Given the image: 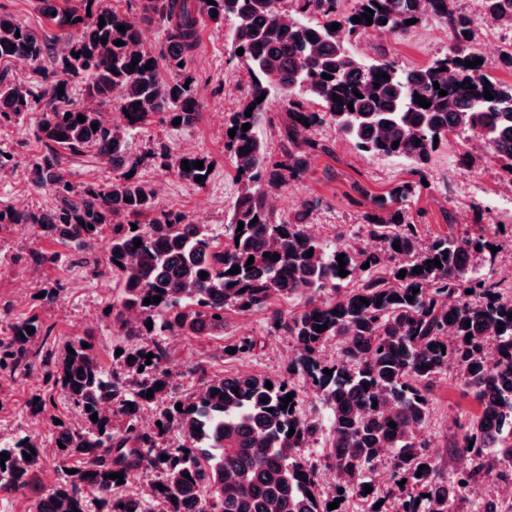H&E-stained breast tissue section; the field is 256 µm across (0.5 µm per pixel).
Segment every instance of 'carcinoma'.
Listing matches in <instances>:
<instances>
[{"mask_svg":"<svg viewBox=\"0 0 512 512\" xmlns=\"http://www.w3.org/2000/svg\"><path fill=\"white\" fill-rule=\"evenodd\" d=\"M69 2L39 0L58 31L61 48L54 54L40 33L0 14V60L40 67L53 56L45 101L31 89L0 79V122L30 120L46 146L34 164L33 182L56 199L55 207L40 212L1 202L0 229L27 227L61 246L53 252L30 251L28 260L35 266H79L92 277L118 275L112 322L124 343L113 347L122 354L112 358L123 372L106 371L80 339L56 350L52 327L36 316L8 323L7 336L0 339V372L13 377L43 370L46 387L67 395L78 421L59 426L55 434L58 478L49 488L38 479L42 447L27 435L0 439V454L8 455L0 466V492L32 494L35 512H87L89 493L95 495L97 512H343L328 504L351 495L365 500L368 512H512V502L503 504L497 494L466 507L473 485L494 477L512 483V297L500 283L474 275L476 268L494 262L492 228L463 237L450 231L423 242L420 225L408 214L418 184L402 182L388 197L376 199L375 212L366 215L364 228L376 248L341 245L331 250L307 230L309 204H300L282 221L267 200L269 190L301 179L307 158L324 151L307 134L327 122L362 152L423 165L435 152L436 140L450 135L478 139L499 165L502 179L512 183V85L487 75L475 20L457 9L456 0H356L348 14L341 13L340 0H291L288 16L284 0H140L137 17L105 0ZM368 8L374 11L370 25L362 18ZM483 10L485 18L512 31V0H483ZM428 12L448 25L451 46L424 68H401L384 53L366 63L350 49L352 41L370 31L396 34L408 29L405 21H419ZM355 16L361 22H352ZM200 18L218 27L234 20L233 50L244 49L240 60L249 77L248 100L226 126L236 130L227 147L241 187L224 232L218 234L157 209L153 191L138 176H129L150 160L190 183L202 177L201 187L210 177L212 161L204 155L162 146L141 156L131 152L127 137V131L153 118L169 124L179 118L182 127L200 119L196 78L187 69L199 41ZM334 23L339 24L336 31L330 30ZM150 24L161 25L166 34L167 48L159 55L144 45V27ZM119 25L125 31L117 30ZM117 40L124 45H115ZM476 58L482 64L465 66ZM163 69L171 74L167 80L160 78ZM76 77L86 79L85 96L99 105L121 92L120 108L128 111L123 125H111L98 109L72 101L70 84ZM486 89L494 99L484 98ZM275 90L288 97L279 160L256 135V127L268 119ZM441 90L447 95H439ZM262 94L263 101L256 102ZM419 95L431 106L417 104ZM308 97L321 110H306ZM246 123L250 128L244 132ZM94 124L98 129H92ZM89 149L110 160L120 174L106 186L77 190L62 168L61 153L80 156ZM185 160L201 161L203 168L187 171ZM136 239L141 240L138 248ZM395 243L400 249L393 248ZM276 254L280 258L272 259ZM340 254L346 262L342 267ZM435 259L442 267L426 265ZM234 265L240 272L231 275ZM416 266L422 271L413 272ZM341 268L348 275L340 276ZM402 270L405 277L400 278ZM203 272L208 273L204 279ZM356 278L357 286L340 289ZM154 296L161 301L144 304ZM287 301L293 307L285 312L279 305ZM229 307L265 308L271 322L292 338L295 354L288 373L314 383L329 408L324 466L336 472V488L342 492L324 495L318 465L295 455L321 427L298 414L295 397L280 409L281 399L293 393L285 377L210 376L199 367L201 389L181 401L182 410L172 403L151 424L142 422L141 410L170 390V355L161 337L222 336ZM324 324L327 328L316 331ZM29 327L34 333H28ZM330 341L339 349L334 362L322 358ZM490 345L496 351L492 360L486 355ZM450 370L479 411L456 422L455 447L470 465L448 476L427 454L418 432L429 417L437 380ZM106 402L112 404L110 415L101 410ZM174 431L189 444H166L165 437ZM32 449L28 461L23 452ZM387 453L395 489L383 496L367 472ZM163 454L167 459H161ZM422 465L426 469L421 471ZM142 470L160 476L149 499L117 493L120 481L108 478L121 473L126 481Z\"/></svg>","mask_w":512,"mask_h":512,"instance_id":"cac0c4a2","label":"carcinoma"}]
</instances>
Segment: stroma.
I'll return each mask as SVG.
<instances>
[{"mask_svg":"<svg viewBox=\"0 0 512 512\" xmlns=\"http://www.w3.org/2000/svg\"><path fill=\"white\" fill-rule=\"evenodd\" d=\"M458 6L477 23L479 46L489 63L488 75L512 84V68L498 62L503 35L485 19L481 0H458ZM229 31V26L210 24L201 32L190 64L202 105L197 124L186 129L154 121L132 131L129 137L132 152L139 155L165 145L176 152L204 153L213 158L209 180L202 187L148 163L140 166L138 176L154 191L159 209L182 213L189 222L218 232L230 217L240 188L235 160L226 146L224 123L245 103L248 92L247 74L232 53ZM449 43L447 25L428 15L399 34H367L354 41L352 48L369 59L387 54L398 66L411 68L431 64L447 53ZM311 136L327 144L329 150L311 157L299 181L273 192L271 203L278 217L288 219L302 202L313 200L317 203L310 219L313 235L333 247L368 244L363 224L371 201L385 196L400 182L417 180L421 168L402 157L361 152L329 123L315 128ZM0 150L10 156L0 170V201L30 211L52 207L53 195L36 189L31 181L32 164L46 147L34 136L28 120L0 125ZM63 165L69 180L79 188L106 184L115 175L111 162L91 150L80 157H65ZM422 169L427 184L417 190L409 204L410 216L421 226L422 239L427 241L451 230L496 226L492 241L497 252L491 272L496 281L507 283L512 278V190L505 185L494 160L476 142L452 136L439 145L430 164ZM32 248L51 252L57 245L34 237L21 226L0 229V308L9 307L14 319L38 315L54 325L60 340L88 341L102 365L116 369L112 348L119 337L108 311L116 294L115 278L105 274L91 279L76 268L34 266L27 259ZM57 283L63 289L54 299H40L41 289ZM242 336L258 338L259 347L247 356L226 357L225 347ZM164 342L171 356L168 398L172 401L198 389L196 368L224 376L247 373L275 378L287 374L294 352L290 336L272 331L270 314L265 310L227 309L220 338L178 335L165 337ZM44 392L40 371L15 378L0 375V438L28 435L43 447H51L52 418L68 421L74 413L66 397L56 391L48 401L47 414L32 416L29 402ZM477 409L455 373L441 376L433 392L431 415L419 435L445 470L452 472L462 465L454 449L456 420Z\"/></svg>","mask_w":512,"mask_h":512,"instance_id":"obj_1","label":"stroma"}]
</instances>
